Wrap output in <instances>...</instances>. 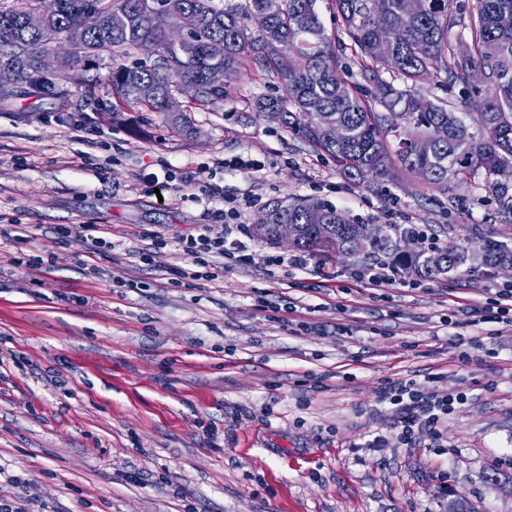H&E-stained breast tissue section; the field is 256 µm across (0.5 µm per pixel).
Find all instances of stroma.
<instances>
[{"label":"stroma","instance_id":"obj_1","mask_svg":"<svg viewBox=\"0 0 512 512\" xmlns=\"http://www.w3.org/2000/svg\"><path fill=\"white\" fill-rule=\"evenodd\" d=\"M98 59L68 72L67 105L0 97V213L29 225L22 264L0 223V501L29 512H512V331L466 327L480 349L461 365L444 319L478 285L512 288V269L483 263L486 240L512 248L484 177L440 208L410 188L383 193L346 180L335 162L253 110L283 93L247 70L223 104L180 102L200 130L188 141L160 116L109 122ZM82 131H74V124ZM248 156L259 168L214 171ZM182 176L180 186L166 173ZM220 196L205 194L209 183ZM250 198L240 222L249 258L224 276L171 282L180 238L225 201ZM314 198L362 224H422L470 258L418 288L365 287L363 256L319 255L304 270L267 263L289 245L252 234L274 203ZM109 229L116 244L75 261L79 244L51 229ZM165 239L151 263L133 249ZM413 380L466 397L447 447L402 445L378 389Z\"/></svg>","mask_w":512,"mask_h":512}]
</instances>
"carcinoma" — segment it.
Returning <instances> with one entry per match:
<instances>
[{"instance_id": "obj_1", "label": "carcinoma", "mask_w": 512, "mask_h": 512, "mask_svg": "<svg viewBox=\"0 0 512 512\" xmlns=\"http://www.w3.org/2000/svg\"><path fill=\"white\" fill-rule=\"evenodd\" d=\"M161 2L185 17L189 55L170 50L153 24L150 0H12L0 6V67L14 69L30 95L68 99L72 92L49 78L57 66L52 46L75 33L83 11L94 9L105 24L85 33L79 48L86 62L104 54L112 58L106 84L124 109L155 112L190 139L196 134L190 114L177 115L168 107L174 90L195 84L197 102L222 103L227 87L253 63L285 86L283 95L257 97L255 110L280 112V125L331 157L350 181L383 191L411 176L417 179L414 194L437 191L451 205L456 198L448 195L450 185L481 173L496 203V219L512 223V184L494 179L500 167L512 166V29L498 25L499 16L512 14V0H476L475 12L467 16L456 0H427L406 29L396 22L403 0H335L346 43L327 36L316 0H245L225 8L214 0ZM35 7L45 11L47 23L33 31L24 17ZM115 13L125 19L119 30L112 29ZM456 26L469 38L466 58L450 39ZM380 36L391 40L389 60L373 50ZM212 41L224 43L223 58L209 55ZM346 50L355 71L338 66ZM142 51L152 61H128ZM441 74L447 85L465 90L459 106L415 91L420 81ZM450 112L459 118L444 132L441 125ZM336 124L347 128L342 142L329 136ZM271 214L263 239L273 244L275 225L297 224L295 248L304 252L382 255L428 277L446 276L468 257L463 247L407 250L389 234L369 240L366 225L318 199L277 204ZM485 260L512 268V249L487 248Z\"/></svg>"}]
</instances>
